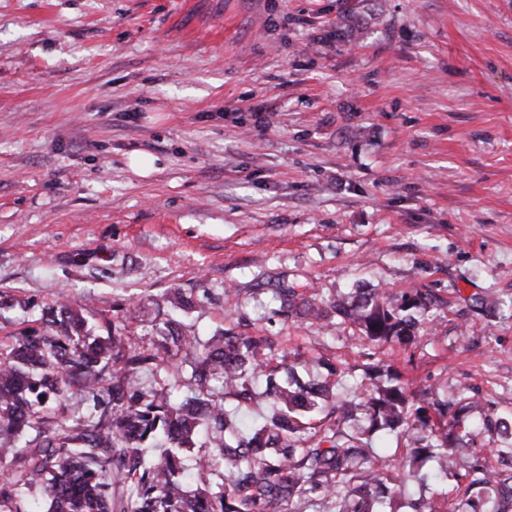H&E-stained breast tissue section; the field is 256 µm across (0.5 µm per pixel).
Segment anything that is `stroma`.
<instances>
[{"label":"stroma","mask_w":512,"mask_h":512,"mask_svg":"<svg viewBox=\"0 0 512 512\" xmlns=\"http://www.w3.org/2000/svg\"><path fill=\"white\" fill-rule=\"evenodd\" d=\"M283 285L433 303L375 348ZM171 288L337 394L512 414V0H0V337L66 294L146 347Z\"/></svg>","instance_id":"1"}]
</instances>
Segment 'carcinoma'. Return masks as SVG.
I'll list each match as a JSON object with an SVG mask.
<instances>
[{
    "mask_svg": "<svg viewBox=\"0 0 512 512\" xmlns=\"http://www.w3.org/2000/svg\"><path fill=\"white\" fill-rule=\"evenodd\" d=\"M273 298L291 313L350 320L374 347L413 341L418 319L408 310L429 307L419 293L397 300L357 291L312 302L282 288ZM151 304L183 309L189 300L171 289ZM49 312L52 318L36 319L40 327L0 340V512H19L16 497L37 485L43 493L26 512H304L287 508L295 499L313 507L334 502V512H394L401 476L420 455L438 464L419 476L425 486L457 468L463 438L474 441L497 423L512 436L476 401L467 409L478 410L477 432L460 434L454 403L428 391L440 416L431 421L411 382L381 379L338 398L333 384L297 378L298 355L275 357L249 336L222 332L202 342L165 319L153 325L145 349L113 321H106V335H94L70 302ZM268 366L288 384L267 379L274 411L246 437L224 395H250L248 374ZM175 377L194 395L174 401ZM360 414L376 425L405 426L410 457L389 464L361 430L348 433L344 420ZM201 429L214 450L197 459L202 485L190 491L181 450L195 446ZM461 478L474 495L456 512H512V468L492 470L477 459Z\"/></svg>",
    "mask_w": 512,
    "mask_h": 512,
    "instance_id": "carcinoma-1",
    "label": "carcinoma"
}]
</instances>
